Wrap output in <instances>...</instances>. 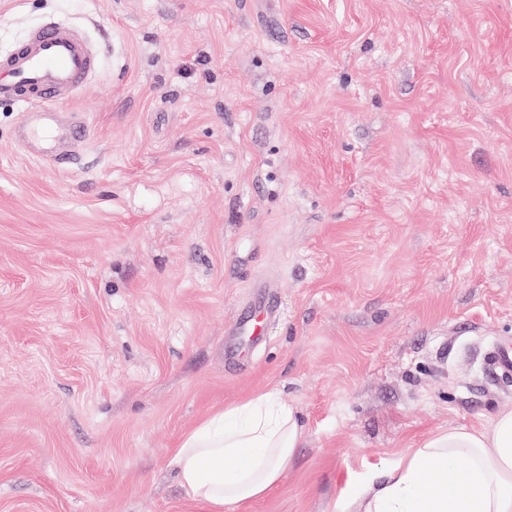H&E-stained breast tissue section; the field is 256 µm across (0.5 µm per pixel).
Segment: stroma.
Returning a JSON list of instances; mask_svg holds the SVG:
<instances>
[{"instance_id": "obj_1", "label": "stroma", "mask_w": 512, "mask_h": 512, "mask_svg": "<svg viewBox=\"0 0 512 512\" xmlns=\"http://www.w3.org/2000/svg\"><path fill=\"white\" fill-rule=\"evenodd\" d=\"M49 20L99 60L71 168L0 99V512H189L173 448L269 390L249 512H333L512 406V0H0V54ZM251 293L239 307L235 317L232 336H248L252 341H258L263 334L266 316L264 290L258 285H252ZM489 365L495 373L505 380L512 378V348L507 346L493 347L487 357Z\"/></svg>"}]
</instances>
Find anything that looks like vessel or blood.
Here are the masks:
<instances>
[{
    "instance_id": "b4317fda",
    "label": "vessel or blood",
    "mask_w": 512,
    "mask_h": 512,
    "mask_svg": "<svg viewBox=\"0 0 512 512\" xmlns=\"http://www.w3.org/2000/svg\"><path fill=\"white\" fill-rule=\"evenodd\" d=\"M97 68L98 59L90 44L57 21L38 26L10 53L0 54V98L40 113L47 129L41 156L54 167L76 162L88 128L78 118L54 115L53 106L82 91ZM265 316L264 290L253 287L235 318L234 335L259 340ZM487 360L500 378H512L511 347L493 348Z\"/></svg>"
}]
</instances>
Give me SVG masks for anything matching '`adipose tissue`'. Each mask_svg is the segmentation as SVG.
Instances as JSON below:
<instances>
[{"mask_svg": "<svg viewBox=\"0 0 512 512\" xmlns=\"http://www.w3.org/2000/svg\"><path fill=\"white\" fill-rule=\"evenodd\" d=\"M304 426L265 391L184 434L174 450L187 501L205 512H247L282 479ZM336 512H512V407L492 432L455 425L427 437L379 474L349 486Z\"/></svg>", "mask_w": 512, "mask_h": 512, "instance_id": "obj_1", "label": "adipose tissue"}]
</instances>
